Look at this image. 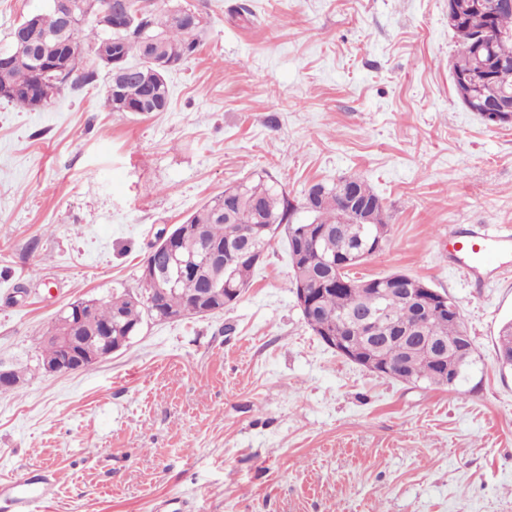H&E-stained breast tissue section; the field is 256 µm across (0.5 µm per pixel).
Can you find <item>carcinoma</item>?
<instances>
[{
    "mask_svg": "<svg viewBox=\"0 0 512 512\" xmlns=\"http://www.w3.org/2000/svg\"><path fill=\"white\" fill-rule=\"evenodd\" d=\"M82 20L70 27L53 7L28 15L13 25L0 53L12 58L0 64L3 100L29 111L39 104L54 103L65 92L92 84L97 77L92 65L107 72L104 106L112 112H165L170 104L168 74L194 56L201 46L204 17L192 4L179 0H146L132 21L112 16L113 0H80ZM458 19L449 24L458 48L452 61L455 72H473L478 67L504 60L512 64V10L495 6V0H457ZM106 47L113 65L96 59L94 51ZM472 107L483 115L489 107H512V68L498 79L482 81L473 89ZM380 196L364 181L347 178L310 185L303 202L296 205L274 181L263 176L246 178L212 197L184 222L185 234L175 243L184 255L201 247L216 250L224 261V277L215 279L204 264L183 276L155 306L147 304L148 287L139 294H114L93 307L78 333L96 339L112 330V343L136 335L148 319L166 321L182 317L195 306L198 295L217 284L210 301L219 309L232 304L230 290L244 291L258 267L253 253L265 251L271 240L283 235L288 241L291 265L290 290L306 283L315 307L304 315L330 327L345 321V336L364 356L382 348L400 367L405 383L447 387L445 368L417 353L420 337L430 336L438 345L458 352L456 379L471 363L473 349L464 340L461 314L426 315L401 298L391 287V275L362 280L347 270L336 272L333 264L358 252H377L378 239H387L384 206L372 207ZM309 215L298 222V210ZM388 310L394 333L359 336L356 320L365 316L372 299ZM498 360L512 368V319L498 333Z\"/></svg>",
    "mask_w": 512,
    "mask_h": 512,
    "instance_id": "1",
    "label": "carcinoma"
}]
</instances>
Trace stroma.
<instances>
[{
    "instance_id": "obj_1",
    "label": "stroma",
    "mask_w": 512,
    "mask_h": 512,
    "mask_svg": "<svg viewBox=\"0 0 512 512\" xmlns=\"http://www.w3.org/2000/svg\"><path fill=\"white\" fill-rule=\"evenodd\" d=\"M199 52L168 111L109 112L105 76L49 109L0 102V480L58 477L43 512H512V249L468 277L449 232L512 229V125L458 99L448 0H190ZM263 175L295 201L358 178L389 226L360 278L458 304L456 387L338 355L305 323L275 237L224 311L146 322L89 371H38L68 302L140 292L160 228ZM497 351L501 367L512 368V319L505 321L500 327Z\"/></svg>"
}]
</instances>
